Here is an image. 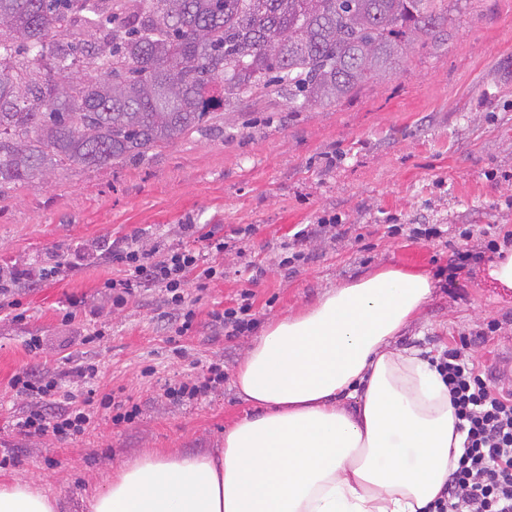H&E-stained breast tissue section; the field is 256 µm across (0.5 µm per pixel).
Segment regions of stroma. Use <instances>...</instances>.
<instances>
[{
	"label": "stroma",
	"mask_w": 512,
	"mask_h": 512,
	"mask_svg": "<svg viewBox=\"0 0 512 512\" xmlns=\"http://www.w3.org/2000/svg\"><path fill=\"white\" fill-rule=\"evenodd\" d=\"M448 31L440 43L407 48L391 75L337 104L292 112L271 87L227 111L221 134L177 140L136 163L59 171L0 198V267L21 273L15 297L25 313L15 322L0 310V458L15 460L0 482L31 481L58 512H85L114 470L145 453L218 454L225 430L253 408L234 386L249 338L214 331L212 311L251 290L261 331L380 267L435 273L464 248L461 225L512 229V178H503L512 175V0H462ZM334 213L346 234L310 241L306 261L278 265L277 249L301 225ZM217 224L254 232L231 238L225 278L191 288L196 329L181 346L168 341L156 291L141 290L121 308L105 297L104 281L118 272L112 243L135 240L161 254L199 244ZM422 224L440 225L442 237L416 238ZM57 266L59 276L40 279ZM71 297L85 304L67 322ZM491 323L497 331L471 354L493 369L512 349V290L497 287L482 264L457 294L434 288L397 344L433 351ZM102 324L108 336L88 342ZM216 357L223 388L196 404L162 397L165 380ZM84 361L99 366L88 388H121L139 404L135 423L102 414L74 441H32L13 430L29 404L10 389L13 375L38 366L65 376Z\"/></svg>",
	"instance_id": "obj_1"
}]
</instances>
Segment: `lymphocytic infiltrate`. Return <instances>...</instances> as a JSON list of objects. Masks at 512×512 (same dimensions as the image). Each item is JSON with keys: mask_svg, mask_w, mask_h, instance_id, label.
I'll list each match as a JSON object with an SVG mask.
<instances>
[{"mask_svg": "<svg viewBox=\"0 0 512 512\" xmlns=\"http://www.w3.org/2000/svg\"><path fill=\"white\" fill-rule=\"evenodd\" d=\"M206 241L202 251L182 247L158 256L137 245H113L112 259L122 266L121 274L104 283L113 307H123L140 290L153 288L170 311V332L186 336L195 322V313L186 304L191 284L203 287L224 276V266L218 261L226 247L223 236L213 229ZM509 247L512 233L484 231L479 248L456 250L449 256L445 288H458L462 273L483 261L486 254ZM251 299V291L245 290L236 306L213 311L215 330L228 339L251 330L255 324ZM470 343L469 337H459L454 347L444 349L435 360L448 387L457 429L465 439L457 467L449 473L430 512H512V391L497 384L488 369L475 362L469 353ZM223 385L224 361L219 358L200 372L166 384L163 396L172 404L183 405L201 400ZM11 387L29 401L15 422L18 433L27 438L81 436L99 408L110 411L117 425L134 423L140 414L139 405L131 398L113 393L97 403L78 398L63 389L59 375L44 369L15 374Z\"/></svg>", "mask_w": 512, "mask_h": 512, "instance_id": "lymphocytic-infiltrate-1", "label": "lymphocytic infiltrate"}]
</instances>
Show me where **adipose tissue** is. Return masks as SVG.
Here are the masks:
<instances>
[{"mask_svg": "<svg viewBox=\"0 0 512 512\" xmlns=\"http://www.w3.org/2000/svg\"><path fill=\"white\" fill-rule=\"evenodd\" d=\"M433 278L383 268L270 322L235 374L254 414L221 457L150 452L115 471L90 512H428L461 452L428 350L395 341ZM33 484L0 482V512H56Z\"/></svg>", "mask_w": 512, "mask_h": 512, "instance_id": "adipose-tissue-1", "label": "adipose tissue"}]
</instances>
